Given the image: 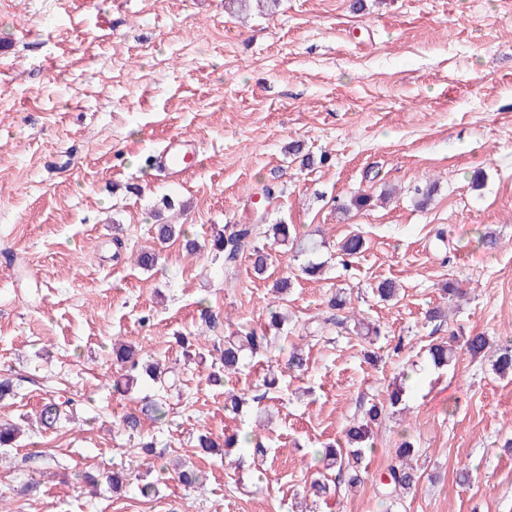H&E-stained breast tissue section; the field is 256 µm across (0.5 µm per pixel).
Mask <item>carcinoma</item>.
I'll return each mask as SVG.
<instances>
[{
	"label": "carcinoma",
	"instance_id": "cac0c4a2",
	"mask_svg": "<svg viewBox=\"0 0 512 512\" xmlns=\"http://www.w3.org/2000/svg\"><path fill=\"white\" fill-rule=\"evenodd\" d=\"M262 237H271L275 241H288V225L286 224H238L227 234L218 235L215 239V246L224 253V264L233 265L245 254L254 258L253 268L257 274L264 273L266 269V256L264 248L258 245ZM365 246L363 238L353 234L339 243L338 251L344 262L348 263L359 255ZM271 347V338L263 333L254 330L242 333L233 332L224 337V351L221 364L224 368V376L235 374L239 370L243 357L247 354L252 356L262 355ZM429 353L435 365H446L452 360L453 349L448 344L438 343L429 348ZM112 356L114 361L124 370L123 379L125 387L131 388L143 377L156 382L161 379L163 371L157 365L144 364L143 354L140 350L131 345L115 343L112 345ZM495 370L499 373L512 372V339L501 349L494 363ZM73 405V400L66 399L58 401L49 398L43 402L38 411L40 425L51 430L64 418L68 417L67 407ZM164 402L160 398L145 397L140 414L129 413L122 417L121 425L131 436L141 434V416L146 415L154 420H159L162 415ZM384 404L375 403L367 411L368 419L354 420L344 429V443L334 448L330 445L317 452L316 461L321 464L322 473L310 486L317 496L327 495L336 490V485L331 483L328 474L336 472V476L343 478L349 485L359 481L356 464L361 459V450L371 436L370 423L378 420ZM239 441L236 436L224 439V444H219L207 434H201L198 438V447L204 451L224 446L234 447ZM413 448L409 442L404 441L396 449L395 464L388 470V482L382 484L387 494H407L417 485L419 476L409 462ZM178 482L190 489L195 487L202 479L203 472L194 465L184 464L176 472Z\"/></svg>",
	"mask_w": 512,
	"mask_h": 512
}]
</instances>
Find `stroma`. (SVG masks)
I'll return each mask as SVG.
<instances>
[{"label": "stroma", "mask_w": 512, "mask_h": 512, "mask_svg": "<svg viewBox=\"0 0 512 512\" xmlns=\"http://www.w3.org/2000/svg\"><path fill=\"white\" fill-rule=\"evenodd\" d=\"M175 135L200 159L177 177L150 161ZM358 192L369 206L342 212ZM158 223L179 235L159 243ZM280 223L290 237L265 240L264 276L211 248L225 226ZM351 234L365 249L346 264ZM309 260L318 278L302 274ZM384 280L394 300L377 296ZM337 295L378 335L305 336ZM273 310L306 369L276 345L247 359L236 391L269 373L278 386L225 412L209 379L222 339L267 328ZM474 333L489 340L476 357ZM509 336L512 0H0V371L22 380L0 404L22 429L0 448V512H512V374L492 367ZM117 339L172 367L167 386L115 390ZM443 340L455 357L439 369L428 348ZM398 383L359 483L306 501L316 451ZM153 394L169 412L144 433L205 479L168 477L145 498L120 419ZM47 397L78 405L45 432ZM204 431L258 436L265 452L199 454ZM404 441L419 482L387 503L379 480ZM121 466L133 475L120 493L84 480Z\"/></svg>", "instance_id": "1"}]
</instances>
